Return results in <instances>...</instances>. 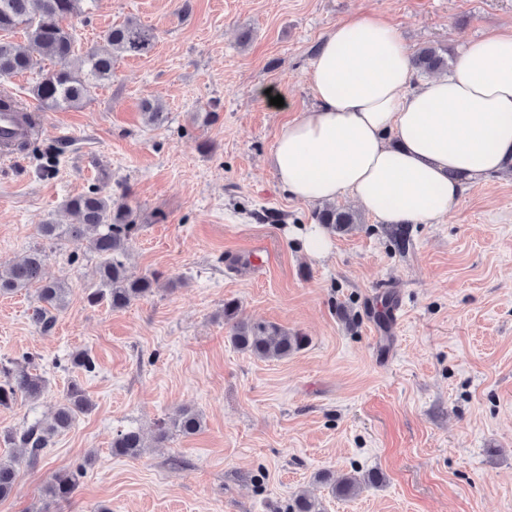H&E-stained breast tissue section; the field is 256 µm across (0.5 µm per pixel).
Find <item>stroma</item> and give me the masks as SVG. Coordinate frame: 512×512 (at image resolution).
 <instances>
[{
    "label": "stroma",
    "instance_id": "35a3bbf8",
    "mask_svg": "<svg viewBox=\"0 0 512 512\" xmlns=\"http://www.w3.org/2000/svg\"><path fill=\"white\" fill-rule=\"evenodd\" d=\"M370 13L410 51L438 46L452 62L466 40L512 27V0H91L77 52L128 19L159 39L150 56L118 58L82 107L39 111L30 151L0 155V260L41 247L47 277L70 287L47 335L34 291L0 296V361L33 354L48 382L0 407V432L46 415L74 381L93 402L38 464L17 457L0 512H289L303 493L323 512H512V172L469 188L442 223L406 225L405 246L364 213L314 258L299 234L315 209L269 164L286 121L316 105L307 73L327 28ZM146 99L163 103L162 122H146ZM61 140L55 172L40 174L38 155ZM100 182L137 215L131 274L160 275L122 310L88 304L97 260L83 242L37 232L70 223L63 202ZM256 243L270 264L250 263ZM229 300L305 346L268 361L237 350ZM80 349L94 375L68 367ZM182 407L202 414L200 432L113 455L118 429L152 435ZM79 465L68 500L46 495ZM324 472L380 480L342 500Z\"/></svg>",
    "mask_w": 512,
    "mask_h": 512
}]
</instances>
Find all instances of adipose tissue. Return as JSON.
Listing matches in <instances>:
<instances>
[{
  "label": "adipose tissue",
  "mask_w": 512,
  "mask_h": 512,
  "mask_svg": "<svg viewBox=\"0 0 512 512\" xmlns=\"http://www.w3.org/2000/svg\"><path fill=\"white\" fill-rule=\"evenodd\" d=\"M308 82L316 108L270 156L296 200L348 196L386 224H436L512 169V29L466 42L450 72L418 83L398 28L356 15L327 29Z\"/></svg>",
  "instance_id": "adipose-tissue-1"
}]
</instances>
